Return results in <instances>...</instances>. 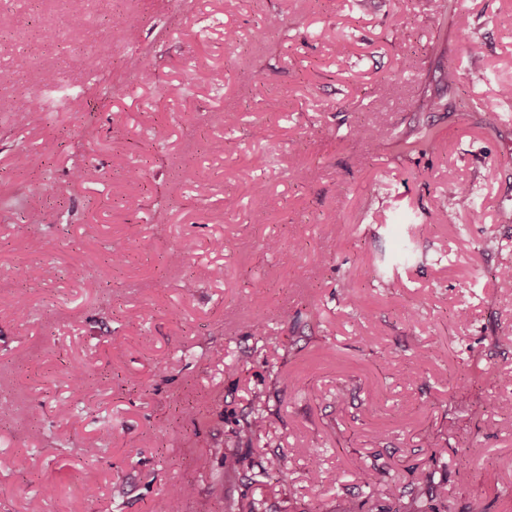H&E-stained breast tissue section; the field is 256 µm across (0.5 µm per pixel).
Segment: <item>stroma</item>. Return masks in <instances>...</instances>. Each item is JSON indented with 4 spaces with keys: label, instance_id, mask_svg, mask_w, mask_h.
Returning <instances> with one entry per match:
<instances>
[{
    "label": "stroma",
    "instance_id": "stroma-1",
    "mask_svg": "<svg viewBox=\"0 0 512 512\" xmlns=\"http://www.w3.org/2000/svg\"><path fill=\"white\" fill-rule=\"evenodd\" d=\"M130 55L157 78L117 99ZM0 71L42 99L0 112V512H160L183 484L181 512H377L393 485L512 512V124L480 122L512 83V0H7ZM418 124L431 147L401 152ZM276 453L287 481L261 473Z\"/></svg>",
    "mask_w": 512,
    "mask_h": 512
}]
</instances>
